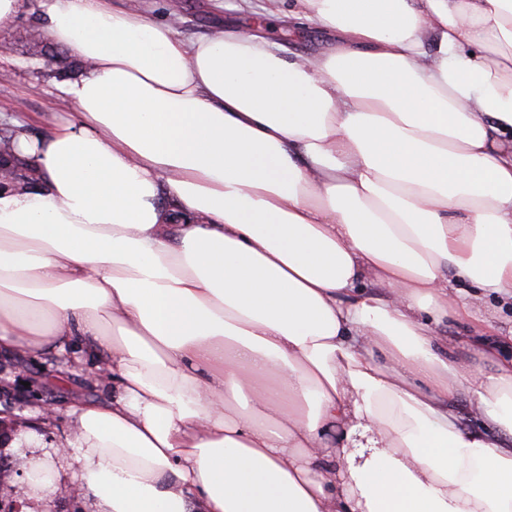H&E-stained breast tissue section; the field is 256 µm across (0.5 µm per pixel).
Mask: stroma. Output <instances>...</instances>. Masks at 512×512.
I'll list each match as a JSON object with an SVG mask.
<instances>
[{
    "mask_svg": "<svg viewBox=\"0 0 512 512\" xmlns=\"http://www.w3.org/2000/svg\"><path fill=\"white\" fill-rule=\"evenodd\" d=\"M131 4L158 21L173 22L179 37L192 39L222 26L255 30L273 42H286L290 51L313 54L331 41L329 32L311 23L284 28L278 21L256 13L232 10L233 0H130ZM36 27L32 16H21L13 32L0 37V135L8 121L25 125L36 136L51 131L61 118L75 112L63 101L56 85L76 72L58 46L32 39ZM108 400L111 382L90 380L71 355L4 356L0 354V416H7L15 444L0 449L14 471H27L31 455L45 456L58 477L51 487V512H87L86 498H73L81 479L69 459L55 455L58 444L69 438L74 423L70 407L76 398ZM54 403L46 414V403Z\"/></svg>",
    "mask_w": 512,
    "mask_h": 512,
    "instance_id": "35a3bbf8",
    "label": "stroma"
}]
</instances>
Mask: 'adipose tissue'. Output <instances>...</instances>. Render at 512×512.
Segmentation results:
<instances>
[{
	"label": "adipose tissue",
	"instance_id": "ef3b65f1",
	"mask_svg": "<svg viewBox=\"0 0 512 512\" xmlns=\"http://www.w3.org/2000/svg\"><path fill=\"white\" fill-rule=\"evenodd\" d=\"M257 8L333 41L0 0L83 66L77 119L12 132L0 353L105 358L56 449L90 512H512V360L457 286L512 298V0ZM449 317L495 364L464 411Z\"/></svg>",
	"mask_w": 512,
	"mask_h": 512
}]
</instances>
